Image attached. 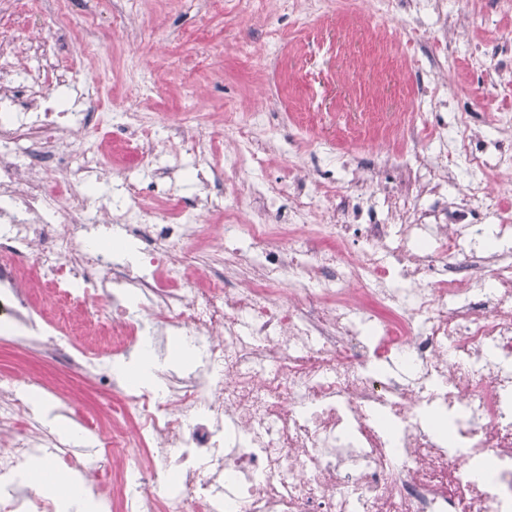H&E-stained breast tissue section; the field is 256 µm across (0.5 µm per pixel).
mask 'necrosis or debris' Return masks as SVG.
Returning a JSON list of instances; mask_svg holds the SVG:
<instances>
[{
  "mask_svg": "<svg viewBox=\"0 0 512 512\" xmlns=\"http://www.w3.org/2000/svg\"><path fill=\"white\" fill-rule=\"evenodd\" d=\"M12 51L0 40V100L19 102L0 113V333L58 353L30 306L43 284L59 299L111 300L119 351L171 336L201 349L199 368L171 378L165 396L133 388L113 412L133 426L103 444L141 477L135 488L118 479L117 512H512V223L494 229L501 248L482 249L474 221L500 217L492 186L512 172V148L475 147L458 113L450 132L432 134L450 140L467 175L456 199L438 177L415 181L424 205L386 194L400 221L382 224L357 179L342 207L332 190L313 204L294 199L291 228H310L322 245L297 248L251 220L237 227L247 248H230L206 222L223 203L208 191L211 154L199 151L194 168L202 207L113 208L94 193L111 170L88 134L92 114L56 94L65 71L47 63L36 96H23L32 77L5 64ZM125 128L143 168L198 139L183 123L156 140L139 112ZM270 129L266 112L247 113L231 131L236 164ZM19 150L23 169L11 161ZM315 205L325 223L309 224ZM343 210L354 223L339 222ZM117 221L140 241L145 273L90 244L89 225ZM206 236L224 261L197 265L204 285L187 287L186 246ZM35 404L0 386L1 477L35 447L72 459ZM170 471L179 488L155 495L150 481Z\"/></svg>",
  "mask_w": 512,
  "mask_h": 512,
  "instance_id": "1",
  "label": "necrosis or debris"
}]
</instances>
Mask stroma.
Listing matches in <instances>:
<instances>
[{
    "mask_svg": "<svg viewBox=\"0 0 512 512\" xmlns=\"http://www.w3.org/2000/svg\"><path fill=\"white\" fill-rule=\"evenodd\" d=\"M407 2L397 0L394 17L384 20L373 0L358 6L340 0L332 8L324 0H269L260 15L245 9V0H70L71 24L58 28L54 0H0V39L27 40L33 18L48 28L47 56L29 55L25 65L38 75L52 59L69 71L66 95L81 93L97 103L110 132L103 150L112 156L113 177L101 184L103 192L124 182L146 195L167 171L174 203L189 204L199 193L191 152L163 157L150 172L129 167L136 145L122 133L125 111L172 119L199 113L202 144L225 161L229 179L235 171L224 127L258 108L279 136H257L250 180L284 183L302 169L310 190L340 185L345 172L329 164L321 148L331 138L336 159H351L369 191L399 190L405 175L383 162L388 141L379 115L401 111L442 84L445 92L415 113L416 126L436 128L466 112L485 143L507 137L491 107L512 109V68L491 73L471 60L473 51L501 44L512 26V0H427L416 13ZM403 21L414 27L412 36L398 35ZM144 22L155 42L141 41ZM272 40L282 50L274 58L264 52ZM19 372L48 403L36 416L54 433L75 429L79 412L112 403L111 389L85 381L64 359L0 336V379Z\"/></svg>",
    "mask_w": 512,
    "mask_h": 512,
    "instance_id": "obj_1",
    "label": "stroma"
}]
</instances>
